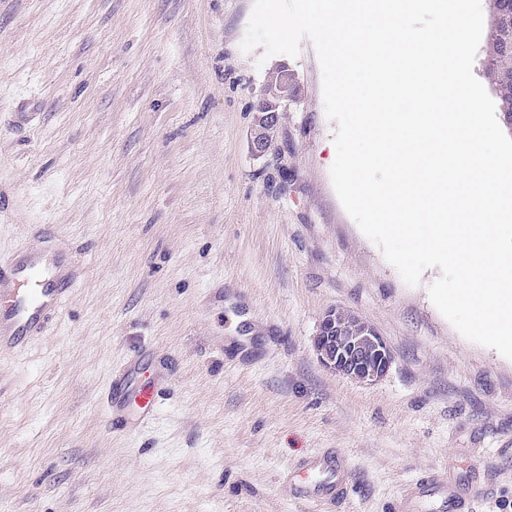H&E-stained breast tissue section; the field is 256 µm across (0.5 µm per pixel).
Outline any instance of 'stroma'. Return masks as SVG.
Masks as SVG:
<instances>
[{
	"mask_svg": "<svg viewBox=\"0 0 512 512\" xmlns=\"http://www.w3.org/2000/svg\"><path fill=\"white\" fill-rule=\"evenodd\" d=\"M253 2L0 0V258L50 237L83 268L49 333L0 353V512H314L287 475L326 448L352 466L329 512H396L428 476L512 512V360L346 213L314 46L243 52ZM281 63L302 96L257 159ZM336 306L390 347L376 383L317 360ZM145 348L170 392L112 432L104 393Z\"/></svg>",
	"mask_w": 512,
	"mask_h": 512,
	"instance_id": "obj_1",
	"label": "stroma"
}]
</instances>
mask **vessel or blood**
<instances>
[{
	"instance_id": "1",
	"label": "vessel or blood",
	"mask_w": 512,
	"mask_h": 512,
	"mask_svg": "<svg viewBox=\"0 0 512 512\" xmlns=\"http://www.w3.org/2000/svg\"><path fill=\"white\" fill-rule=\"evenodd\" d=\"M79 279V270L65 248L50 243L0 260V350H19L46 335ZM149 378H141L144 367ZM168 376L160 360L145 353L129 359L116 372L105 393L112 429L143 426L153 416ZM349 460L325 450L311 454L288 476L295 500L311 506L339 502L349 487ZM398 512H472L452 483L432 477L406 486Z\"/></svg>"
}]
</instances>
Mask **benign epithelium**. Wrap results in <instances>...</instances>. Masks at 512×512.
I'll list each match as a JSON object with an SVG mask.
<instances>
[{"label": "benign epithelium", "mask_w": 512, "mask_h": 512, "mask_svg": "<svg viewBox=\"0 0 512 512\" xmlns=\"http://www.w3.org/2000/svg\"><path fill=\"white\" fill-rule=\"evenodd\" d=\"M301 99V89L285 64L269 69L249 132L251 152L265 156L273 147L282 116ZM313 349L327 369L357 383L371 385L389 371L393 355L375 326L347 309L335 307L322 316Z\"/></svg>", "instance_id": "obj_1"}]
</instances>
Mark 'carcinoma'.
<instances>
[{
	"mask_svg": "<svg viewBox=\"0 0 512 512\" xmlns=\"http://www.w3.org/2000/svg\"><path fill=\"white\" fill-rule=\"evenodd\" d=\"M488 2L490 36L484 50V71L502 119L512 115V0Z\"/></svg>",
	"mask_w": 512,
	"mask_h": 512,
	"instance_id": "cac0c4a2",
	"label": "carcinoma"
}]
</instances>
